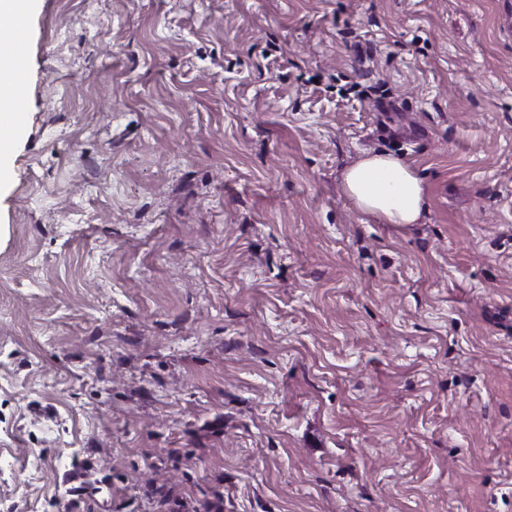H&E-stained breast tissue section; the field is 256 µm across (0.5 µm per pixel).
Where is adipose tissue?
Here are the masks:
<instances>
[{
  "mask_svg": "<svg viewBox=\"0 0 512 512\" xmlns=\"http://www.w3.org/2000/svg\"><path fill=\"white\" fill-rule=\"evenodd\" d=\"M342 187L366 215L386 224H414L420 219L424 188L416 172L388 154H370L346 169Z\"/></svg>",
  "mask_w": 512,
  "mask_h": 512,
  "instance_id": "1",
  "label": "adipose tissue"
}]
</instances>
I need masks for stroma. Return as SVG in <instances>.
<instances>
[{
    "instance_id": "35a3bbf8",
    "label": "stroma",
    "mask_w": 512,
    "mask_h": 512,
    "mask_svg": "<svg viewBox=\"0 0 512 512\" xmlns=\"http://www.w3.org/2000/svg\"><path fill=\"white\" fill-rule=\"evenodd\" d=\"M25 23L0 512H512V0ZM366 153L419 223L346 197ZM342 187L358 209L385 224H416L424 188L416 172L388 154H370L346 169Z\"/></svg>"
}]
</instances>
